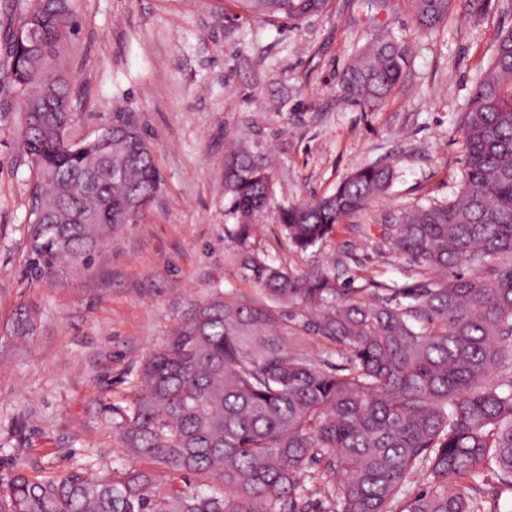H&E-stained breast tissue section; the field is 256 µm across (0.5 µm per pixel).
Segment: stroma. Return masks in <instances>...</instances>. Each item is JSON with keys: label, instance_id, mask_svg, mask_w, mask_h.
<instances>
[{"label": "stroma", "instance_id": "obj_1", "mask_svg": "<svg viewBox=\"0 0 512 512\" xmlns=\"http://www.w3.org/2000/svg\"><path fill=\"white\" fill-rule=\"evenodd\" d=\"M67 72L73 139H91L116 110L134 113L161 176L135 223L117 228L91 269L54 280L27 271L34 173L19 128L21 96L0 87V480H48L143 467L119 422L148 354L218 291L257 296L238 271L224 210V154L237 144L274 158L270 206L256 222L268 256L304 273L381 288L421 278L382 243L404 209L454 199L465 167L459 118L492 61L512 0L468 15L452 0L421 30L405 0H331L300 21H266L237 0H78ZM408 49L399 84L360 106L343 74L375 39ZM390 165L396 178L332 238L304 252L278 226L280 208L335 192L351 173Z\"/></svg>", "mask_w": 512, "mask_h": 512}]
</instances>
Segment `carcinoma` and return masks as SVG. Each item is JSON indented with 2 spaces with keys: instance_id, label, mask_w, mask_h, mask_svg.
I'll list each match as a JSON object with an SVG mask.
<instances>
[{
  "instance_id": "obj_1",
  "label": "carcinoma",
  "mask_w": 512,
  "mask_h": 512,
  "mask_svg": "<svg viewBox=\"0 0 512 512\" xmlns=\"http://www.w3.org/2000/svg\"><path fill=\"white\" fill-rule=\"evenodd\" d=\"M433 29L453 0H408ZM250 14L299 21L329 0H238ZM0 86L26 92L21 122L36 173L28 241L38 279L89 267L112 230L144 212L159 173L140 127L116 113L112 134L74 141L75 87L64 52L75 0H10ZM406 50L375 41L345 84L363 105L400 81ZM464 178L455 199L403 210L383 240L429 274L375 300L324 271L295 273L261 249L254 221L268 206L266 159L239 147L224 158V196L241 277L263 294L197 305L140 370L120 423L128 451L148 463L106 476L0 483V512H484L488 474L512 489V29L460 121ZM394 181L377 164L320 199L279 210L298 252L330 238ZM466 267L472 274L442 272ZM289 305L297 312L285 314ZM325 357L300 350L305 336ZM322 470L309 475L311 463ZM427 476L412 492V478ZM224 487L206 493L192 479Z\"/></svg>"
}]
</instances>
